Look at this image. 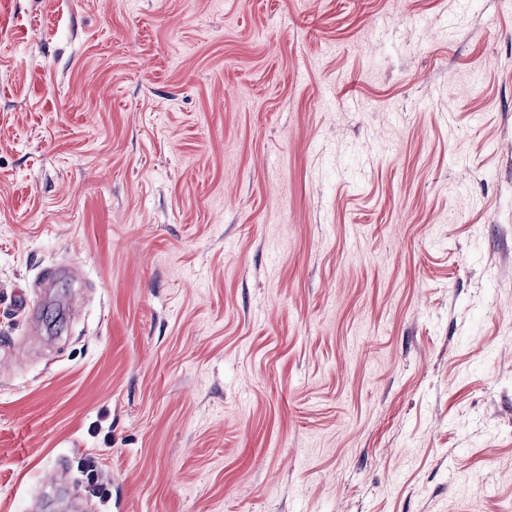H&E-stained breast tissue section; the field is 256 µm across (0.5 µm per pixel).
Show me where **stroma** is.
Here are the masks:
<instances>
[{
	"label": "stroma",
	"mask_w": 512,
	"mask_h": 512,
	"mask_svg": "<svg viewBox=\"0 0 512 512\" xmlns=\"http://www.w3.org/2000/svg\"><path fill=\"white\" fill-rule=\"evenodd\" d=\"M9 25L0 512H512V0Z\"/></svg>",
	"instance_id": "stroma-1"
}]
</instances>
